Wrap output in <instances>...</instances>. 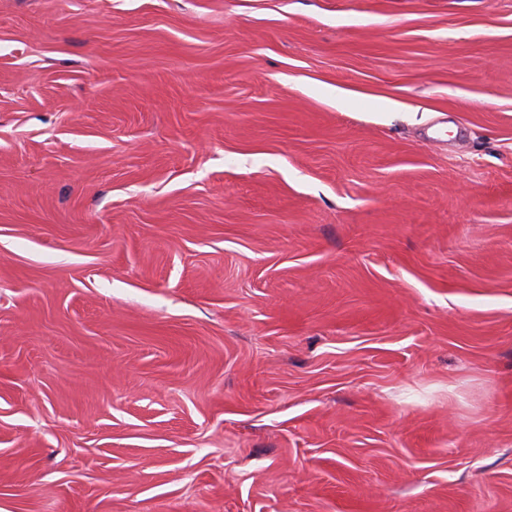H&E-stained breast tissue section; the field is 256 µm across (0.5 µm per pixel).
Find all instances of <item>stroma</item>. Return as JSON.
<instances>
[{
	"instance_id": "1",
	"label": "stroma",
	"mask_w": 512,
	"mask_h": 512,
	"mask_svg": "<svg viewBox=\"0 0 512 512\" xmlns=\"http://www.w3.org/2000/svg\"><path fill=\"white\" fill-rule=\"evenodd\" d=\"M0 512H512V0H0Z\"/></svg>"
}]
</instances>
